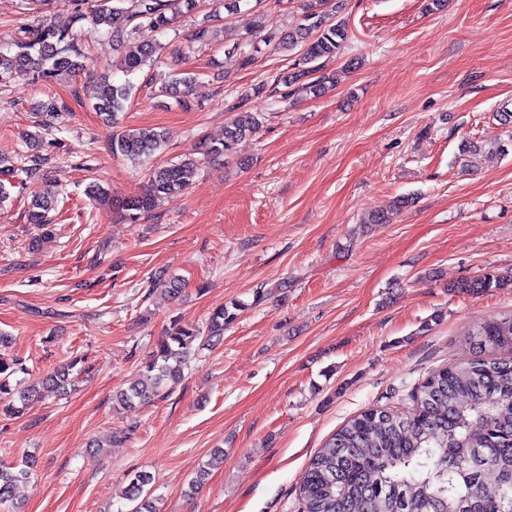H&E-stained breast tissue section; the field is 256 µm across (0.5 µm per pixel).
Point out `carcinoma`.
I'll use <instances>...</instances> for the list:
<instances>
[{"mask_svg": "<svg viewBox=\"0 0 512 512\" xmlns=\"http://www.w3.org/2000/svg\"><path fill=\"white\" fill-rule=\"evenodd\" d=\"M74 21L89 20L96 33L107 32L119 57L115 67L129 75L159 61L163 46L148 39V32L163 33L185 14L195 12L200 0H76ZM328 0H302V24L286 34L275 28L255 33L249 45L263 44L277 51H296L294 72L280 83H259L240 93L229 110L234 121L224 128L219 142L200 140L195 152L151 171L141 191L121 199L97 185L87 189L90 199L107 204L138 221L152 212L161 199L180 196L193 184L201 166L222 161L236 152L241 139L261 129L258 114L249 111L254 96L267 91L287 98L324 94L334 78L320 74V60L341 53L348 39L344 23L333 22ZM124 14L130 28H111L115 16ZM84 57L80 40L69 29L42 24L23 31L10 45L0 46V84L15 78L48 82L60 72L76 74ZM196 77L190 72L175 77L159 94L175 97L191 106L189 93ZM134 86L104 80L92 87L89 96L102 122L115 125L125 110ZM163 134L154 128L117 130L112 133V153L138 163L162 147ZM49 158L37 152H18L15 159L0 156V208L10 199L6 184L23 175L40 179L47 173ZM57 196L50 191L31 202L28 221L44 229ZM413 203L402 197L390 211L377 212L370 224H389L394 213ZM511 275L488 272L452 285L456 292L475 293L486 288H507ZM240 306L215 309L207 334L196 327L173 325L156 354L145 365L142 377L113 397L115 407L125 408L162 396L177 385L193 344L224 335V326L237 319ZM467 336L480 350L512 347V316L492 318L471 329ZM75 364L37 381L30 393L64 390L74 382ZM24 367L18 360L0 356V393L8 391V378ZM512 360L479 356L467 363L441 368L426 377L412 395L414 411L369 408L344 424L309 460L297 496L303 512H512ZM496 472L492 484L485 482L488 470ZM32 464L24 460L0 465V505L11 500L16 482L31 475ZM150 472L141 470L130 479L126 499L131 512H157L148 486Z\"/></svg>", "mask_w": 512, "mask_h": 512, "instance_id": "1", "label": "carcinoma"}]
</instances>
